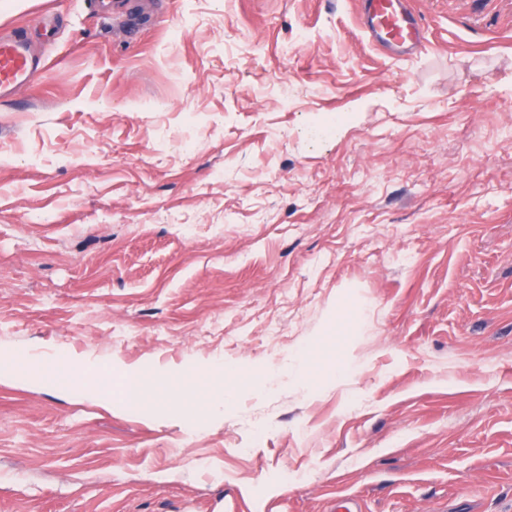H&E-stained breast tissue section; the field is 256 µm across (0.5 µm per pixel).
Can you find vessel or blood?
I'll return each mask as SVG.
<instances>
[{
  "instance_id": "1",
  "label": "vessel or blood",
  "mask_w": 512,
  "mask_h": 512,
  "mask_svg": "<svg viewBox=\"0 0 512 512\" xmlns=\"http://www.w3.org/2000/svg\"><path fill=\"white\" fill-rule=\"evenodd\" d=\"M365 33L378 48L411 53L423 45L420 15L406 0H359ZM42 60L28 46L22 29L0 34V97H7L33 81Z\"/></svg>"
}]
</instances>
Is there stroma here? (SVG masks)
<instances>
[{
    "instance_id": "1",
    "label": "stroma",
    "mask_w": 512,
    "mask_h": 512,
    "mask_svg": "<svg viewBox=\"0 0 512 512\" xmlns=\"http://www.w3.org/2000/svg\"><path fill=\"white\" fill-rule=\"evenodd\" d=\"M411 2L0 0V512H512V0ZM406 1L359 0L365 33L376 47L395 54L421 49V17ZM42 59L28 46L22 28L0 35V97H8L33 81Z\"/></svg>"
}]
</instances>
